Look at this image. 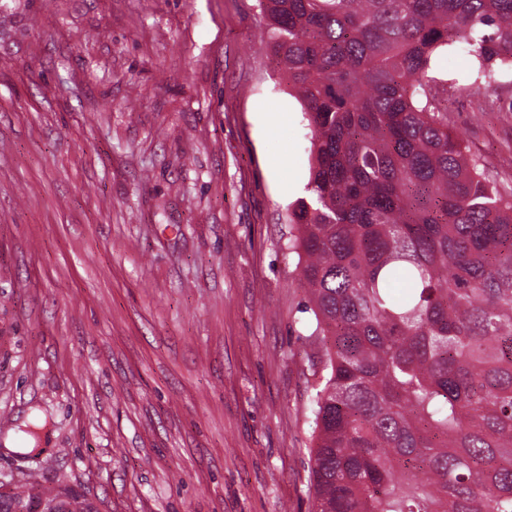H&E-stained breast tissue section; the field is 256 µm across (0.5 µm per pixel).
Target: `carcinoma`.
I'll list each match as a JSON object with an SVG mask.
<instances>
[{
  "label": "carcinoma",
  "instance_id": "carcinoma-1",
  "mask_svg": "<svg viewBox=\"0 0 512 512\" xmlns=\"http://www.w3.org/2000/svg\"><path fill=\"white\" fill-rule=\"evenodd\" d=\"M303 107L309 196L288 209L321 345L316 512H512V187L441 106L443 51L488 94L512 0H259ZM0 481V512H97L79 486Z\"/></svg>",
  "mask_w": 512,
  "mask_h": 512
}]
</instances>
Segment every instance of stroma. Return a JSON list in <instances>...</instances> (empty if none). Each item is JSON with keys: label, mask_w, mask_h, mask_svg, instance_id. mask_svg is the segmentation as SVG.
<instances>
[{"label": "stroma", "mask_w": 512, "mask_h": 512, "mask_svg": "<svg viewBox=\"0 0 512 512\" xmlns=\"http://www.w3.org/2000/svg\"><path fill=\"white\" fill-rule=\"evenodd\" d=\"M493 99L448 109L503 184L511 71ZM309 163L257 0H0V472L99 512H314Z\"/></svg>", "instance_id": "stroma-1"}]
</instances>
